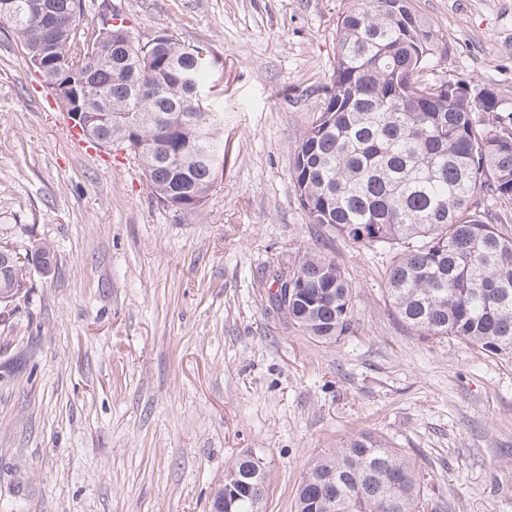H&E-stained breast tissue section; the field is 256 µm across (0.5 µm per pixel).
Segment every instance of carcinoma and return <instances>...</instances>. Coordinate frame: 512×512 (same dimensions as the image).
<instances>
[{
	"mask_svg": "<svg viewBox=\"0 0 512 512\" xmlns=\"http://www.w3.org/2000/svg\"><path fill=\"white\" fill-rule=\"evenodd\" d=\"M44 3L77 18L56 32L55 58L75 80L92 69L88 104L105 118L94 134L138 163L167 209H200L224 166V113L203 93L210 63L165 32L142 43L123 22L91 26L84 0H0L25 59L41 52ZM336 39L327 96L292 164L309 223L364 248L398 249L387 293L417 335L453 336L512 363V237L483 204L512 201V107L463 79L424 76L440 39L413 0H353ZM46 255L45 244L0 262V292L20 297L23 270ZM292 275L304 285L279 305L295 324L325 341L353 333L351 287L334 258L306 252ZM269 490L266 458L245 451L224 474V512H255ZM295 508L420 512V473L363 432L310 465Z\"/></svg>",
	"mask_w": 512,
	"mask_h": 512,
	"instance_id": "cac0c4a2",
	"label": "carcinoma"
}]
</instances>
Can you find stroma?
<instances>
[{
  "mask_svg": "<svg viewBox=\"0 0 512 512\" xmlns=\"http://www.w3.org/2000/svg\"><path fill=\"white\" fill-rule=\"evenodd\" d=\"M349 0H87L140 41L207 44L224 171L163 208L132 161L103 163L0 23V242L52 243L50 274L0 306V512H211L241 451L294 512L317 457L363 431L424 476L426 512H512V365L395 316L388 253L309 223L292 158L336 64ZM433 74L512 105V0H414ZM352 287L354 335H306L271 297L307 251Z\"/></svg>",
  "mask_w": 512,
  "mask_h": 512,
  "instance_id": "obj_1",
  "label": "stroma"
}]
</instances>
